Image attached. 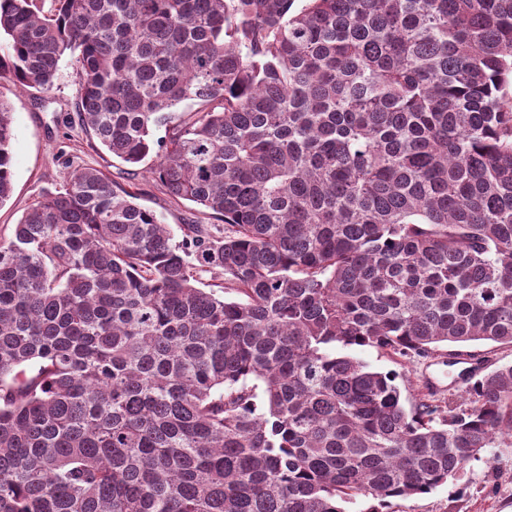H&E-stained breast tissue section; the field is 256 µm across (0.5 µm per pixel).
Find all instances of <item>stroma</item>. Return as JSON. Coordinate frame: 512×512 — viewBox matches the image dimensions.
I'll list each match as a JSON object with an SVG mask.
<instances>
[{
  "mask_svg": "<svg viewBox=\"0 0 512 512\" xmlns=\"http://www.w3.org/2000/svg\"><path fill=\"white\" fill-rule=\"evenodd\" d=\"M78 74L72 57L60 63L53 88L30 94L11 79L0 78V100L14 118L13 181L10 197L0 204V235L10 236L24 210L44 193L61 189L71 172L81 167L101 170L123 186H134L141 206L156 213L171 228L192 221L205 224L193 203L171 198L149 172L148 164L132 167L112 157L85 130L77 108ZM378 371L400 373L402 398L413 403L427 392L429 382L440 386L436 399L450 397L447 346L429 358L396 359L372 347L350 348ZM393 512H512V448H489L459 475L431 493L392 504Z\"/></svg>",
  "mask_w": 512,
  "mask_h": 512,
  "instance_id": "35a3bbf8",
  "label": "stroma"
}]
</instances>
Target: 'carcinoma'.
I'll return each instance as SVG.
<instances>
[{"instance_id": "cac0c4a2", "label": "carcinoma", "mask_w": 512, "mask_h": 512, "mask_svg": "<svg viewBox=\"0 0 512 512\" xmlns=\"http://www.w3.org/2000/svg\"><path fill=\"white\" fill-rule=\"evenodd\" d=\"M54 2L0 0V75L71 55L99 143L224 227L83 167L0 241V512H384L512 448V365L408 409L336 352L512 345V0ZM13 138L0 100V204Z\"/></svg>"}]
</instances>
